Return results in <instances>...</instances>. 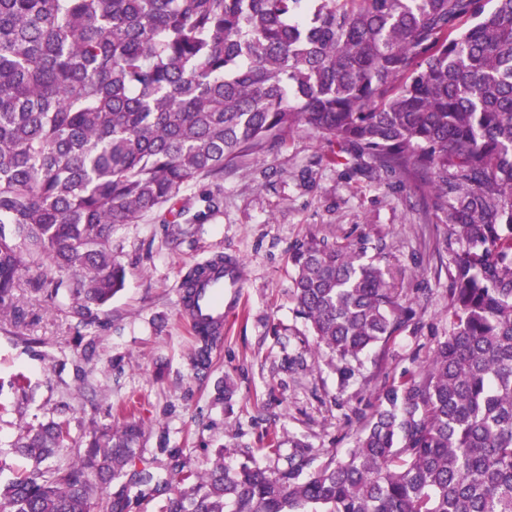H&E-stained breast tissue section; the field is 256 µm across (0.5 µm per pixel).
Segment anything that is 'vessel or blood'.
Returning <instances> with one entry per match:
<instances>
[{
    "mask_svg": "<svg viewBox=\"0 0 512 512\" xmlns=\"http://www.w3.org/2000/svg\"><path fill=\"white\" fill-rule=\"evenodd\" d=\"M240 286L239 269L221 262L208 267L194 297V305L186 310L190 321L203 322L216 331H223L225 312L241 300Z\"/></svg>",
    "mask_w": 512,
    "mask_h": 512,
    "instance_id": "b4317fda",
    "label": "vessel or blood"
}]
</instances>
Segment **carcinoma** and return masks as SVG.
<instances>
[{"mask_svg":"<svg viewBox=\"0 0 512 512\" xmlns=\"http://www.w3.org/2000/svg\"><path fill=\"white\" fill-rule=\"evenodd\" d=\"M299 129L332 160L431 192L453 250L448 335L383 390L340 459L286 467L218 454L200 472L136 455V421L94 431L65 466L64 420L26 427L29 468L0 512H512V0H0V316L25 257L77 313L125 285L112 231ZM363 242L315 235L291 254L293 299L345 381L411 314ZM195 367L220 334L196 327ZM129 477L117 490L112 483ZM138 487L130 495V486Z\"/></svg>","mask_w":512,"mask_h":512,"instance_id":"1","label":"carcinoma"}]
</instances>
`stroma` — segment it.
<instances>
[{
	"mask_svg": "<svg viewBox=\"0 0 512 512\" xmlns=\"http://www.w3.org/2000/svg\"><path fill=\"white\" fill-rule=\"evenodd\" d=\"M180 198L188 223L149 213L113 233L127 278L108 306L80 314L66 288L49 298L18 290L21 321L0 318V449L24 426L66 419V449L56 458L64 464L93 429L121 424L120 407L132 405L145 430L138 455L162 474L173 449L198 469L246 453L265 465L271 443L287 457L296 438L342 458L383 389L447 335L451 255L436 250L444 227L422 222L429 191L366 160L333 164L328 145L299 130L221 178L198 179ZM311 235L366 239L368 258L391 269L413 302L412 320L363 355L346 381L294 313L289 255ZM216 255L239 260L243 297L200 371L179 296L185 274ZM19 374L28 380L22 392L13 385ZM227 380L235 390L228 405L218 397Z\"/></svg>",
	"mask_w": 512,
	"mask_h": 512,
	"instance_id": "35a3bbf8",
	"label": "stroma"
}]
</instances>
